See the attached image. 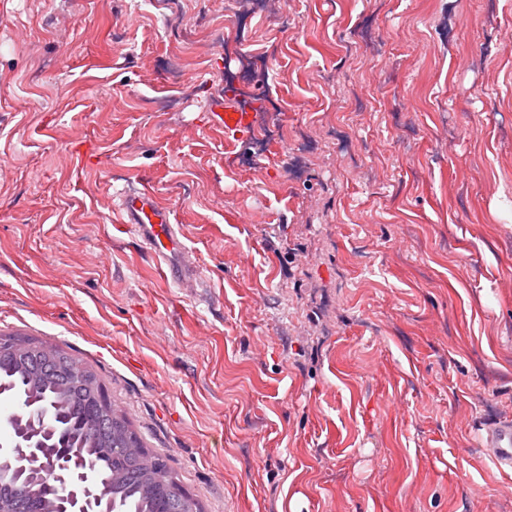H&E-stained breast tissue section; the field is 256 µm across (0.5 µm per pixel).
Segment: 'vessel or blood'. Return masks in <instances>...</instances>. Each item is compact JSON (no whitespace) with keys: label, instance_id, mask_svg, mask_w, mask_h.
<instances>
[{"label":"vessel or blood","instance_id":"obj_1","mask_svg":"<svg viewBox=\"0 0 512 512\" xmlns=\"http://www.w3.org/2000/svg\"><path fill=\"white\" fill-rule=\"evenodd\" d=\"M205 119L209 129L223 134L225 147L237 148L256 136V114L252 106L235 96L211 100ZM117 212L118 231L135 235L147 244L166 274L179 281L195 277L197 267L181 240L172 209L161 204L148 187L122 190ZM482 447L503 475L512 474L511 419L489 422Z\"/></svg>","mask_w":512,"mask_h":512}]
</instances>
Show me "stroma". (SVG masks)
Returning <instances> with one entry per match:
<instances>
[{"label": "stroma", "mask_w": 512, "mask_h": 512, "mask_svg": "<svg viewBox=\"0 0 512 512\" xmlns=\"http://www.w3.org/2000/svg\"><path fill=\"white\" fill-rule=\"evenodd\" d=\"M276 101L227 153L211 99ZM174 211L197 287L116 231ZM0 329L205 512H512V0H0ZM481 447L498 470L506 476L512 474V420L499 418L485 428Z\"/></svg>", "instance_id": "1"}]
</instances>
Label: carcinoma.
Returning <instances> with one entry per match:
<instances>
[{
	"label": "carcinoma",
	"instance_id": "1",
	"mask_svg": "<svg viewBox=\"0 0 512 512\" xmlns=\"http://www.w3.org/2000/svg\"><path fill=\"white\" fill-rule=\"evenodd\" d=\"M48 341L18 331L0 332V396L17 410L9 443L30 426L29 402L45 410L34 439L76 450L63 461L66 479L30 477L20 454L0 461V512H44L88 500L104 512H179L185 487L166 456L147 447L126 411L106 394L101 375L62 345L58 354L39 350ZM96 481L82 480L88 470Z\"/></svg>",
	"mask_w": 512,
	"mask_h": 512
}]
</instances>
